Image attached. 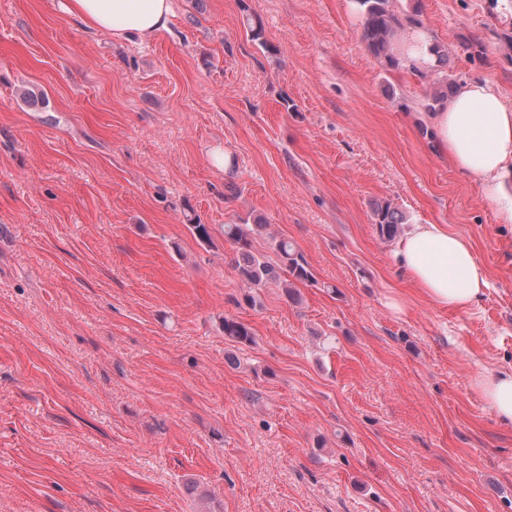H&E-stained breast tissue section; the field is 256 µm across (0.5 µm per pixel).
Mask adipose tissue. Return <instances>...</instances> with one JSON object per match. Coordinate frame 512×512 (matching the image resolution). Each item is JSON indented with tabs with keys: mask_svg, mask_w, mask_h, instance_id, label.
Masks as SVG:
<instances>
[{
	"mask_svg": "<svg viewBox=\"0 0 512 512\" xmlns=\"http://www.w3.org/2000/svg\"><path fill=\"white\" fill-rule=\"evenodd\" d=\"M66 9L86 30L124 42L153 38L167 29L172 13L171 0H67ZM429 120L438 148L477 179L499 222L512 224V105L498 87L488 80L462 81ZM395 252L411 283L434 305L469 308L488 286L470 242L444 225H413ZM475 385L498 419L512 425V371L482 374Z\"/></svg>",
	"mask_w": 512,
	"mask_h": 512,
	"instance_id": "ef3b65f1",
	"label": "adipose tissue"
}]
</instances>
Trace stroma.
Segmentation results:
<instances>
[{
    "instance_id": "35a3bbf8",
    "label": "stroma",
    "mask_w": 512,
    "mask_h": 512,
    "mask_svg": "<svg viewBox=\"0 0 512 512\" xmlns=\"http://www.w3.org/2000/svg\"><path fill=\"white\" fill-rule=\"evenodd\" d=\"M416 2L512 103V0ZM359 32L353 0H173L131 44L0 0V512H512V425L472 385L512 371V226ZM384 199L470 241L479 303L413 289ZM251 214L309 263L299 302L242 305L222 228ZM372 220L379 237L391 241L400 234L402 224H406L407 216L393 201L383 200L374 204Z\"/></svg>"
}]
</instances>
